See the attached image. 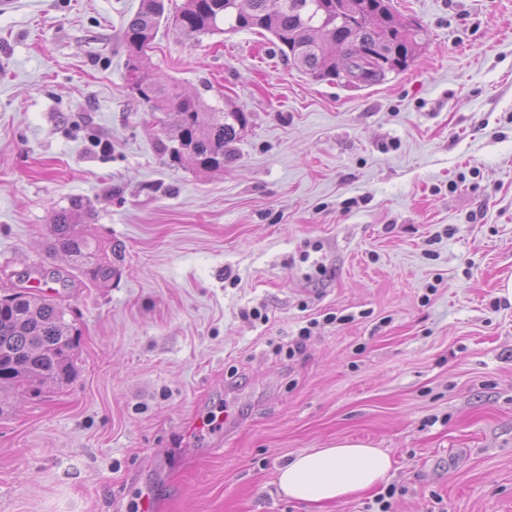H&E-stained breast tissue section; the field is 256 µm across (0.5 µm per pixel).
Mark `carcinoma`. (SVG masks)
<instances>
[{"label": "carcinoma", "mask_w": 512, "mask_h": 512, "mask_svg": "<svg viewBox=\"0 0 512 512\" xmlns=\"http://www.w3.org/2000/svg\"><path fill=\"white\" fill-rule=\"evenodd\" d=\"M170 21L183 36L225 32L268 33L282 55L314 78L349 71L357 84L379 83L385 76L359 60L362 45L382 46L391 71L406 69L422 45V28L402 21L392 0H185L173 16L165 0H140L123 29L127 83L152 112L176 116L174 157L189 156L201 172L224 169L234 158L233 144L248 125L237 107L220 110L182 90L155 71L148 55L161 22ZM88 214L78 202L55 215L48 248L94 287L112 281L117 269L106 247L85 231ZM67 308L55 299L19 291L0 299V387L38 394L75 376L77 332Z\"/></svg>", "instance_id": "1"}]
</instances>
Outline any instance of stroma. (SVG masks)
<instances>
[{"mask_svg":"<svg viewBox=\"0 0 512 512\" xmlns=\"http://www.w3.org/2000/svg\"><path fill=\"white\" fill-rule=\"evenodd\" d=\"M139 3L0 5V297L72 200L122 252L59 294L75 378L0 390V512H312L276 474L344 440L393 466L330 512H512V0H393L424 46L367 86L161 25L156 70L250 118L205 174L127 85Z\"/></svg>","mask_w":512,"mask_h":512,"instance_id":"obj_1","label":"stroma"}]
</instances>
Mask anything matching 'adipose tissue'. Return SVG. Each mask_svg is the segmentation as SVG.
Returning <instances> with one entry per match:
<instances>
[{
    "mask_svg": "<svg viewBox=\"0 0 512 512\" xmlns=\"http://www.w3.org/2000/svg\"><path fill=\"white\" fill-rule=\"evenodd\" d=\"M391 468L386 452L346 441L295 455L279 469L276 484L288 498L325 512L329 504L373 489Z\"/></svg>",
    "mask_w": 512,
    "mask_h": 512,
    "instance_id": "ef3b65f1",
    "label": "adipose tissue"
}]
</instances>
